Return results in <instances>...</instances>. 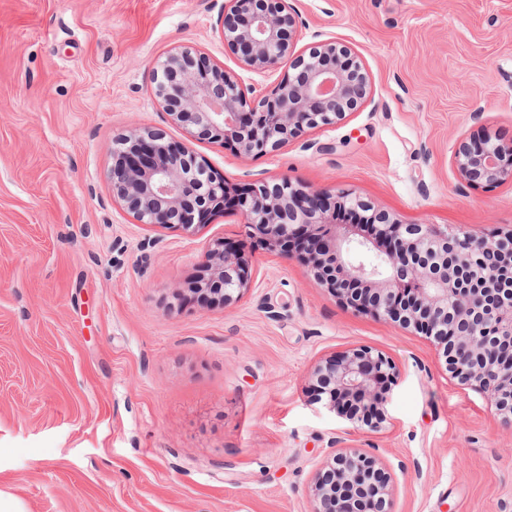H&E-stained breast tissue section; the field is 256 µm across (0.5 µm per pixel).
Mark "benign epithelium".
I'll return each mask as SVG.
<instances>
[{
	"label": "benign epithelium",
	"mask_w": 512,
	"mask_h": 512,
	"mask_svg": "<svg viewBox=\"0 0 512 512\" xmlns=\"http://www.w3.org/2000/svg\"><path fill=\"white\" fill-rule=\"evenodd\" d=\"M296 18L288 0H227L220 36L239 68L277 70L293 52ZM291 73L266 93L193 46L172 49L153 67L155 94L187 140L231 146L249 157L277 151L303 133L342 120L367 98L369 78L346 47L327 41L296 56ZM453 163L468 184L512 183V140L490 134L460 143ZM112 196L139 224L194 233L228 209L267 251L303 263L313 278L358 314L398 323L440 346L448 370L477 384L512 425V278L491 271L512 230L476 233L437 224H405L347 190L307 191L288 177L229 191L224 175L187 144L157 129L113 137ZM206 274L190 289L197 303L228 306L249 288L250 261L237 244L214 243ZM393 362L358 347L316 365V402L355 431L378 430L396 384ZM390 475L360 450L336 451L310 487L311 512H391Z\"/></svg>",
	"instance_id": "7a95c632"
}]
</instances>
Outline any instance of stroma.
Instances as JSON below:
<instances>
[{
    "mask_svg": "<svg viewBox=\"0 0 512 512\" xmlns=\"http://www.w3.org/2000/svg\"><path fill=\"white\" fill-rule=\"evenodd\" d=\"M295 53L348 47L370 80L336 126L241 157L230 184L345 189L409 224L512 229V184L461 183L460 142L512 139V0H289ZM224 0H0V492L24 512H310L331 446L377 454L392 512H512V426L425 336L344 308L307 268L252 249L249 289L203 308L181 289L241 216L195 233L113 199L112 139L185 141L152 67L197 46L243 86ZM481 118H474V111ZM399 377L378 431L312 396L315 365L357 347Z\"/></svg>",
    "mask_w": 512,
    "mask_h": 512,
    "instance_id": "1",
    "label": "stroma"
}]
</instances>
